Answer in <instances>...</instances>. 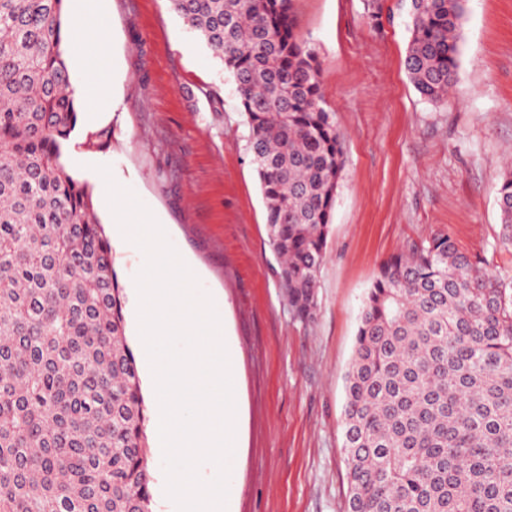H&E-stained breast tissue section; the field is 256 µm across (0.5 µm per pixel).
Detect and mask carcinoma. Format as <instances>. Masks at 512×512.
<instances>
[{"instance_id":"cac0c4a2","label":"carcinoma","mask_w":512,"mask_h":512,"mask_svg":"<svg viewBox=\"0 0 512 512\" xmlns=\"http://www.w3.org/2000/svg\"><path fill=\"white\" fill-rule=\"evenodd\" d=\"M233 77L268 242L314 318L343 166L293 0H169ZM410 81L455 86L468 0H408ZM65 0H0V512H152L112 247L61 160L78 122ZM512 245V170L499 188ZM348 512H512V281L450 235L385 260L345 375Z\"/></svg>"}]
</instances>
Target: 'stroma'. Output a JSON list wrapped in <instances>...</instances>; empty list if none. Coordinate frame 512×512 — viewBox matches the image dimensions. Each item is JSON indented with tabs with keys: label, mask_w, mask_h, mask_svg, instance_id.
<instances>
[{
	"label": "stroma",
	"mask_w": 512,
	"mask_h": 512,
	"mask_svg": "<svg viewBox=\"0 0 512 512\" xmlns=\"http://www.w3.org/2000/svg\"><path fill=\"white\" fill-rule=\"evenodd\" d=\"M407 8L384 0L377 26L367 0H294L344 147L316 313L305 323L280 286L231 75L169 0H66L65 22L97 12L105 43L66 53L73 85L94 71L101 91L79 98L62 160L90 186L104 229L103 177L131 191L198 267L197 288L224 322L239 403L225 512H346L344 375L384 260L448 234L512 277L497 206L512 163V0H469L457 84L438 104L405 69Z\"/></svg>",
	"instance_id": "obj_1"
}]
</instances>
